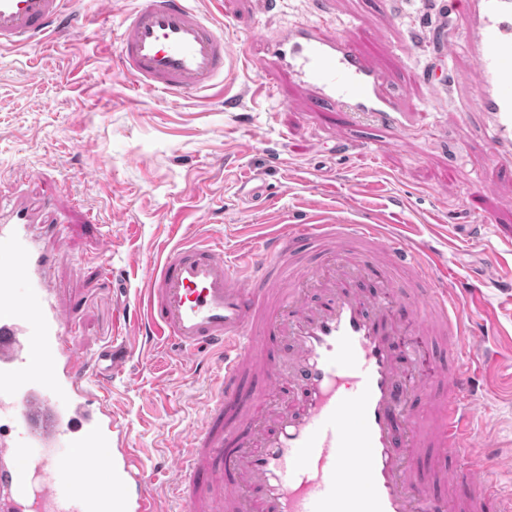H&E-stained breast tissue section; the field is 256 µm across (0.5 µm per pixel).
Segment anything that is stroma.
<instances>
[{"label": "stroma", "mask_w": 512, "mask_h": 512, "mask_svg": "<svg viewBox=\"0 0 512 512\" xmlns=\"http://www.w3.org/2000/svg\"><path fill=\"white\" fill-rule=\"evenodd\" d=\"M140 0H85L68 35L0 49V199L40 208L52 198L63 247L49 282L76 297L75 344L110 345L117 318L143 293L150 271L179 241L222 237L226 250L284 223L304 224L310 203L355 223L387 225L422 242L452 286L480 285L474 320L512 361V306L490 283L512 270V178L489 157L472 99L447 91L454 32L441 0H332L328 29L372 28L361 49L389 80L410 129H369L340 109L313 111L309 90L285 70L274 95L257 94L262 41L310 20L307 0H193L224 30L235 52L223 87L190 97L132 89L116 67L113 36ZM114 85L112 97L100 94ZM346 140L337 143V130ZM491 224H482V216ZM109 263L113 278L99 276ZM127 340L147 352L105 381L112 410L135 434L134 449L163 512H171L169 464L178 436L195 426L209 395L204 379L141 321ZM475 434L498 454L512 451V396H480Z\"/></svg>", "instance_id": "obj_1"}]
</instances>
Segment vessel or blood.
Listing matches in <instances>:
<instances>
[{
	"mask_svg": "<svg viewBox=\"0 0 512 512\" xmlns=\"http://www.w3.org/2000/svg\"><path fill=\"white\" fill-rule=\"evenodd\" d=\"M81 0H0V48L54 33ZM317 21L265 42L311 92L310 106L360 112L406 132L397 96L350 35ZM458 44L472 70L492 157L512 168V0H465ZM133 85L171 96L214 89L234 53L191 0H144L114 36ZM54 225L24 201L0 205V512H161L100 381L137 348L72 340L74 310L47 281ZM480 286L448 287L425 247L383 224L314 213L310 224L225 251L179 242L135 311L148 335L207 380L200 422L172 458L175 512H512L493 455L473 441L487 337ZM418 330L447 363L430 376L405 341Z\"/></svg>",
	"mask_w": 512,
	"mask_h": 512,
	"instance_id": "b4317fda",
	"label": "vessel or blood"
}]
</instances>
